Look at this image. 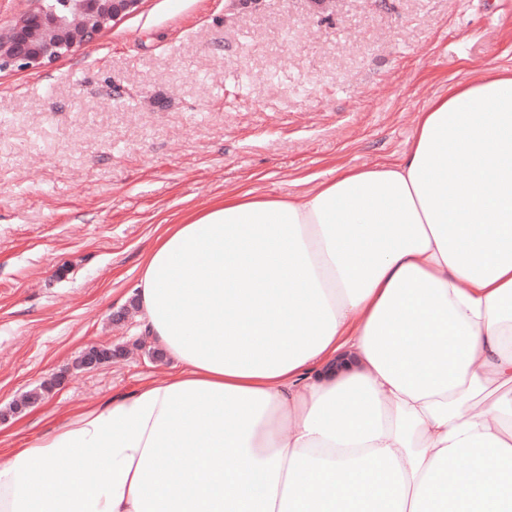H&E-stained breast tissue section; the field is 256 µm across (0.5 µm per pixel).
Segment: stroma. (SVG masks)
<instances>
[{"instance_id":"1","label":"stroma","mask_w":512,"mask_h":512,"mask_svg":"<svg viewBox=\"0 0 512 512\" xmlns=\"http://www.w3.org/2000/svg\"><path fill=\"white\" fill-rule=\"evenodd\" d=\"M512 67V0H142L39 70H0V424L17 448L164 376L127 296L157 225L243 189L396 160L450 84ZM105 345L112 362L77 367Z\"/></svg>"}]
</instances>
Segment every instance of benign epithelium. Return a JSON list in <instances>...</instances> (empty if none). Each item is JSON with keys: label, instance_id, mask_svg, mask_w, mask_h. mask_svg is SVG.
Instances as JSON below:
<instances>
[{"label": "benign epithelium", "instance_id": "obj_1", "mask_svg": "<svg viewBox=\"0 0 512 512\" xmlns=\"http://www.w3.org/2000/svg\"><path fill=\"white\" fill-rule=\"evenodd\" d=\"M32 7L0 29V69H38L90 41L110 23L135 12L142 0H31ZM112 348L95 345L78 360L94 368L112 360Z\"/></svg>", "mask_w": 512, "mask_h": 512}]
</instances>
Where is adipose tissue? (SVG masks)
I'll return each mask as SVG.
<instances>
[{"label":"adipose tissue","mask_w":512,"mask_h":512,"mask_svg":"<svg viewBox=\"0 0 512 512\" xmlns=\"http://www.w3.org/2000/svg\"><path fill=\"white\" fill-rule=\"evenodd\" d=\"M132 295L173 371L0 450V512H512V68L161 225Z\"/></svg>","instance_id":"obj_1"}]
</instances>
